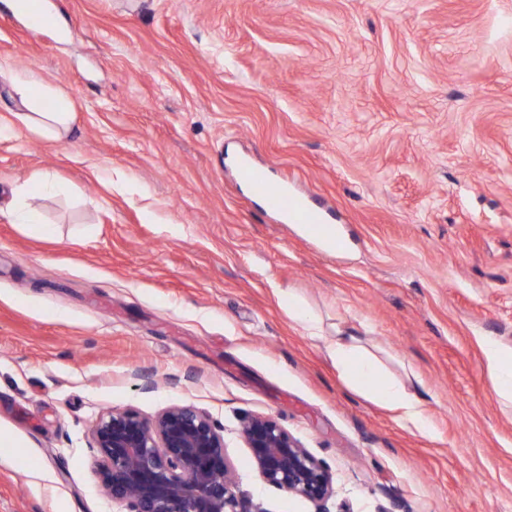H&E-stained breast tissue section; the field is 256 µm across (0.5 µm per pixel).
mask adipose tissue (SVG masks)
Segmentation results:
<instances>
[{
    "label": "adipose tissue",
    "mask_w": 512,
    "mask_h": 512,
    "mask_svg": "<svg viewBox=\"0 0 512 512\" xmlns=\"http://www.w3.org/2000/svg\"><path fill=\"white\" fill-rule=\"evenodd\" d=\"M15 109L0 114V124L25 128L48 142L65 141L72 129L75 101L63 91L46 84L37 74L9 77ZM50 173L40 174L34 181L14 187L12 213L16 223L40 234L49 233L35 196L60 192ZM278 299L288 316L301 324L308 336L321 340L328 357L343 374L347 386L372 401L396 411L400 422L413 430L427 431L430 422L422 398L408 390L406 384L387 373L377 353L366 338L354 329L328 332L322 319L300 296L279 290ZM486 367L493 391L502 404L512 409V350H503L493 339L484 341Z\"/></svg>",
    "instance_id": "obj_1"
}]
</instances>
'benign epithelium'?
I'll use <instances>...</instances> for the list:
<instances>
[{
	"mask_svg": "<svg viewBox=\"0 0 512 512\" xmlns=\"http://www.w3.org/2000/svg\"><path fill=\"white\" fill-rule=\"evenodd\" d=\"M261 480L316 505L335 493L329 468L274 419L243 420ZM98 485L121 512H266L236 490L224 453V429L194 405L166 408L148 421L133 410H112L91 428Z\"/></svg>",
	"mask_w": 512,
	"mask_h": 512,
	"instance_id": "1",
	"label": "benign epithelium"
}]
</instances>
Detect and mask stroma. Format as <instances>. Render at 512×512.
<instances>
[{
	"instance_id": "35a3bbf8",
	"label": "stroma",
	"mask_w": 512,
	"mask_h": 512,
	"mask_svg": "<svg viewBox=\"0 0 512 512\" xmlns=\"http://www.w3.org/2000/svg\"><path fill=\"white\" fill-rule=\"evenodd\" d=\"M0 0V62L74 97L70 138L0 132V512H119L99 490L102 412L175 404L239 433L274 418L335 476L329 512H512V412L481 340L512 349V0ZM328 216L301 234L237 174ZM51 172L41 237L12 187ZM366 326L419 376L432 430L350 391L279 307ZM149 371L154 386L131 374Z\"/></svg>"
}]
</instances>
